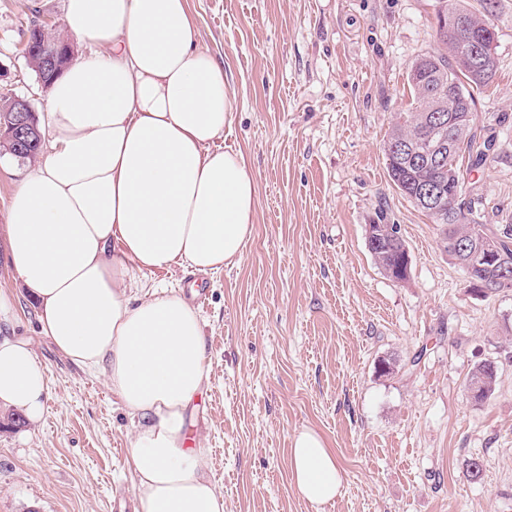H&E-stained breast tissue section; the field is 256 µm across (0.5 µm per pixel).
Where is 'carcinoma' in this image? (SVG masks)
<instances>
[{
	"mask_svg": "<svg viewBox=\"0 0 512 512\" xmlns=\"http://www.w3.org/2000/svg\"><path fill=\"white\" fill-rule=\"evenodd\" d=\"M476 9L465 0H453L444 4L435 15L436 37L440 48L418 56L407 73L413 103L411 110L397 113L384 148L386 168L393 185L410 198L420 210L425 207L415 195V188L421 182H434L444 187V194L451 195L450 205L429 217L440 226L441 243L444 250L461 264L459 246L475 242L489 252L495 262L473 269L468 277L480 284L492 285L503 273L512 274V224L481 223V205L479 198H462L465 176L472 166L480 164L489 150L488 141L482 139L475 128L474 119H469L465 130L451 131L448 126L431 127L432 103L448 101V93L464 94L468 100V113L474 112L476 92L488 87L497 72V58H492L490 67L482 72L472 71L465 59L464 49L457 45L448 47V32L442 26V20L448 18V10L463 14L470 21L471 33L482 35L489 25L487 18L493 13V0H479ZM452 141L447 150L443 166L439 169L418 166L408 159L390 150L392 143L405 141L416 151H426L434 141ZM401 254L396 245L373 256L374 262L388 277L397 281H406L409 274L402 276L393 273ZM498 377V367L485 361L476 365L468 376L471 399L481 403L494 391Z\"/></svg>",
	"mask_w": 512,
	"mask_h": 512,
	"instance_id": "carcinoma-1",
	"label": "carcinoma"
}]
</instances>
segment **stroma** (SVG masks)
Segmentation results:
<instances>
[{
    "label": "stroma",
    "mask_w": 512,
    "mask_h": 512,
    "mask_svg": "<svg viewBox=\"0 0 512 512\" xmlns=\"http://www.w3.org/2000/svg\"><path fill=\"white\" fill-rule=\"evenodd\" d=\"M66 0H0V99L44 112L48 92L21 49L36 21L65 35ZM439 0H189L199 44L235 97L225 146L258 183L241 259L217 273L137 272L141 298L204 294L209 381L189 434L224 512H315L297 492L292 439L317 431L343 469L324 512H512V290L472 292L440 230L391 184L384 142L408 111L409 65L436 50ZM498 71L477 96L492 148L466 176L483 221L512 223V0H496ZM29 161L0 147V339L32 347L42 419L0 429V512H113L134 493V429L103 373L57 350L7 246L9 207ZM395 224L411 257L390 280L366 243ZM396 359L391 376L380 359ZM494 395L470 400L481 361ZM483 476L465 475L468 460ZM492 362L485 361L476 365L468 376L470 398L475 403H481L493 394L498 377V365L493 362V367Z\"/></svg>",
    "instance_id": "1"
}]
</instances>
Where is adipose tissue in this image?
I'll use <instances>...</instances> for the list:
<instances>
[{
    "label": "adipose tissue",
    "instance_id": "1",
    "mask_svg": "<svg viewBox=\"0 0 512 512\" xmlns=\"http://www.w3.org/2000/svg\"><path fill=\"white\" fill-rule=\"evenodd\" d=\"M65 25L104 54L51 86L47 149L12 197L13 266L46 336L101 370L130 416L139 512H224L205 449L186 445L208 380L199 315L126 284L134 269L220 271L253 233L256 179L241 151L216 144L234 110L224 67L201 48L188 0H66ZM46 397L29 343L0 341V404L35 423ZM290 465L302 498L333 502L341 469L315 430L295 434Z\"/></svg>",
    "mask_w": 512,
    "mask_h": 512
}]
</instances>
